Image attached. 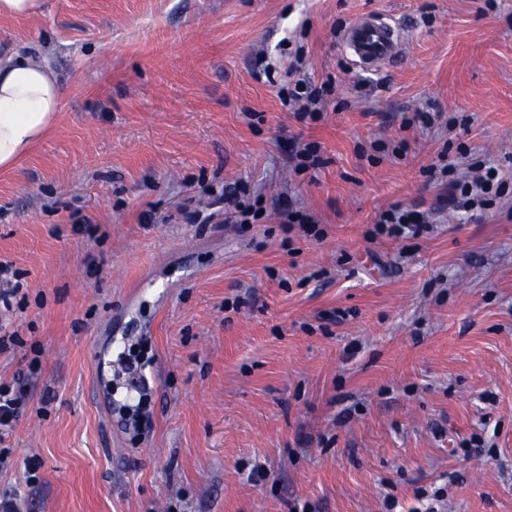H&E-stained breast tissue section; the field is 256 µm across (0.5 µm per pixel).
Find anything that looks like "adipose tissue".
I'll use <instances>...</instances> for the list:
<instances>
[{
    "mask_svg": "<svg viewBox=\"0 0 512 512\" xmlns=\"http://www.w3.org/2000/svg\"><path fill=\"white\" fill-rule=\"evenodd\" d=\"M64 97L48 63L17 52L0 58V170L16 168L46 138Z\"/></svg>",
    "mask_w": 512,
    "mask_h": 512,
    "instance_id": "adipose-tissue-1",
    "label": "adipose tissue"
}]
</instances>
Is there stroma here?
Masks as SVG:
<instances>
[{"label": "stroma", "instance_id": "35a3bbf8", "mask_svg": "<svg viewBox=\"0 0 512 512\" xmlns=\"http://www.w3.org/2000/svg\"><path fill=\"white\" fill-rule=\"evenodd\" d=\"M368 12L406 37L374 70L340 42ZM16 51L66 96L0 171V260L28 286L24 312L0 313L23 341L0 380L32 382L0 497L512 512V199L458 212L422 172L445 149L512 177V0H44L0 17ZM295 61L335 86L324 120L277 96ZM299 139L319 142L316 173L292 169ZM240 183L265 206L249 229L189 223ZM393 203L432 231L369 239ZM289 209L325 238L287 231Z\"/></svg>", "mask_w": 512, "mask_h": 512}]
</instances>
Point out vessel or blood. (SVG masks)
Instances as JSON below:
<instances>
[{"mask_svg":"<svg viewBox=\"0 0 512 512\" xmlns=\"http://www.w3.org/2000/svg\"><path fill=\"white\" fill-rule=\"evenodd\" d=\"M350 59L359 66H375L392 61L403 40L400 30L387 19L367 14L341 35Z\"/></svg>","mask_w":512,"mask_h":512,"instance_id":"1","label":"vessel or blood"}]
</instances>
